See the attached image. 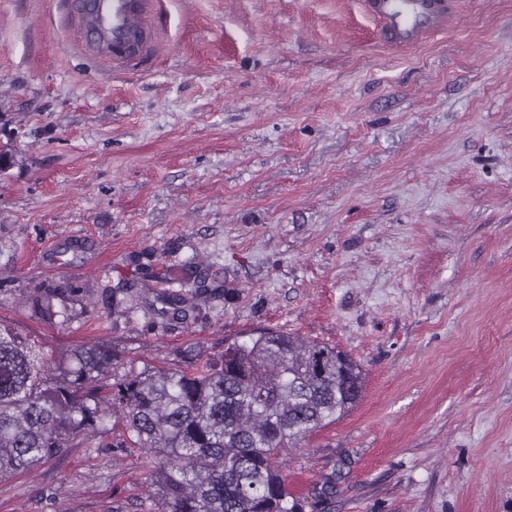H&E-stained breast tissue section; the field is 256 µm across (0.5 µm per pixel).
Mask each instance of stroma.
<instances>
[{
  "instance_id": "1",
  "label": "stroma",
  "mask_w": 512,
  "mask_h": 512,
  "mask_svg": "<svg viewBox=\"0 0 512 512\" xmlns=\"http://www.w3.org/2000/svg\"><path fill=\"white\" fill-rule=\"evenodd\" d=\"M138 68L62 0H0V324L190 372L272 329L348 352L356 407L276 461L329 512H512V0L419 45L362 0H162ZM221 289L187 317L156 295ZM72 288V318L32 311ZM96 437L0 480V512H158ZM75 293L72 288H53L44 291L37 290L32 296L33 307L50 324H57L56 319L62 317V323L66 318V308L58 309L54 300L63 296L65 293Z\"/></svg>"
}]
</instances>
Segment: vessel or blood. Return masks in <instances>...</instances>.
<instances>
[{
	"mask_svg": "<svg viewBox=\"0 0 512 512\" xmlns=\"http://www.w3.org/2000/svg\"><path fill=\"white\" fill-rule=\"evenodd\" d=\"M158 0H70V14L92 58L130 69L153 52ZM365 11L383 24L385 39L414 46L443 29L451 14L447 0H363Z\"/></svg>",
	"mask_w": 512,
	"mask_h": 512,
	"instance_id": "obj_1",
	"label": "vessel or blood"
}]
</instances>
